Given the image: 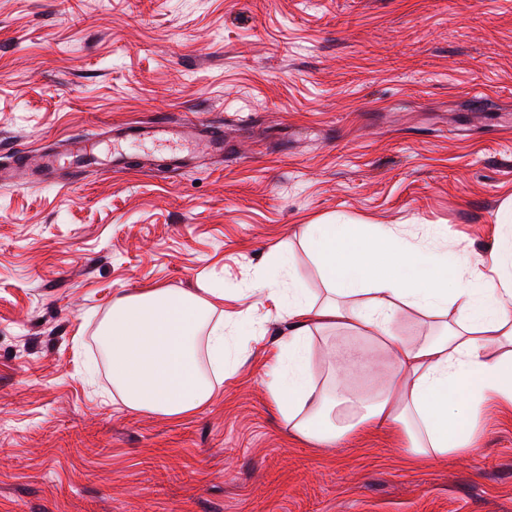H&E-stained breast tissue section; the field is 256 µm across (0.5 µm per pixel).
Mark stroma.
Returning a JSON list of instances; mask_svg holds the SVG:
<instances>
[{"instance_id": "1", "label": "stroma", "mask_w": 512, "mask_h": 512, "mask_svg": "<svg viewBox=\"0 0 512 512\" xmlns=\"http://www.w3.org/2000/svg\"><path fill=\"white\" fill-rule=\"evenodd\" d=\"M220 121L224 154L0 184V512H512V407L470 452L319 448L265 387L288 330L250 295L304 225L396 226L485 252L512 199V0H0V163L107 128ZM234 297L236 355L201 412L112 399L97 343L117 295Z\"/></svg>"}]
</instances>
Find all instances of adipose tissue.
<instances>
[{"instance_id": "adipose-tissue-1", "label": "adipose tissue", "mask_w": 512, "mask_h": 512, "mask_svg": "<svg viewBox=\"0 0 512 512\" xmlns=\"http://www.w3.org/2000/svg\"><path fill=\"white\" fill-rule=\"evenodd\" d=\"M304 239L327 300L311 298L293 279L249 287L288 320L266 381L288 430L325 448L360 431L388 430L419 463L468 452L484 405H512V245L447 252L360 224H311ZM224 299L167 288L113 299L98 340L126 408L180 419L209 403L213 384L200 356L223 372L224 323L213 314ZM407 311L429 333L394 335L392 323ZM332 329L374 341L387 355L390 373L374 392L356 394L340 381L329 391L316 382L313 338Z\"/></svg>"}]
</instances>
